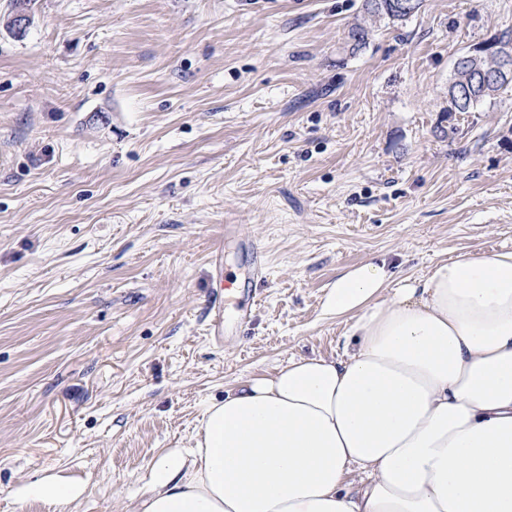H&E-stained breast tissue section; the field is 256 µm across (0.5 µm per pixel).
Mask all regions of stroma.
Segmentation results:
<instances>
[{"label": "stroma", "instance_id": "obj_1", "mask_svg": "<svg viewBox=\"0 0 512 512\" xmlns=\"http://www.w3.org/2000/svg\"><path fill=\"white\" fill-rule=\"evenodd\" d=\"M0 0V512H130L239 377L340 350L329 286L512 249V89L448 112L460 52L512 0ZM369 30L349 51L354 24ZM238 224L266 281L208 333L213 256ZM72 483L66 508L26 500ZM24 495L28 499L51 500L66 506L78 497L79 492L76 487L66 483L37 479L25 486Z\"/></svg>", "mask_w": 512, "mask_h": 512}]
</instances>
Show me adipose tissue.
Returning a JSON list of instances; mask_svg holds the SVG:
<instances>
[{
  "label": "adipose tissue",
  "instance_id": "adipose-tissue-1",
  "mask_svg": "<svg viewBox=\"0 0 512 512\" xmlns=\"http://www.w3.org/2000/svg\"><path fill=\"white\" fill-rule=\"evenodd\" d=\"M322 313L340 354L241 377L136 512H512V250L397 286L367 262Z\"/></svg>",
  "mask_w": 512,
  "mask_h": 512
}]
</instances>
